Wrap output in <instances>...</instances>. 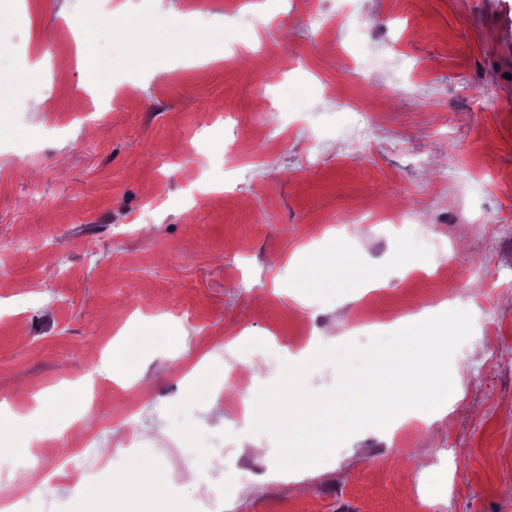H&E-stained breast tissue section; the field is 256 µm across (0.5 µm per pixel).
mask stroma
Returning a JSON list of instances; mask_svg holds the SVG:
<instances>
[{
    "instance_id": "1",
    "label": "stroma",
    "mask_w": 512,
    "mask_h": 512,
    "mask_svg": "<svg viewBox=\"0 0 512 512\" xmlns=\"http://www.w3.org/2000/svg\"><path fill=\"white\" fill-rule=\"evenodd\" d=\"M196 0H0L17 64L44 77L0 100V411L33 414L39 443L0 452V496L50 474L47 512H512V0H208L196 36L225 27L209 63L188 44L133 57L139 22ZM327 24L313 29L311 12ZM97 36L112 80L58 64L72 21ZM152 59V60H153ZM44 99L40 127L24 101ZM340 247L356 275L296 273ZM435 260L410 268L400 250ZM471 313L464 397L450 419L365 428L301 484L238 493L256 456L240 409L283 364L212 395L229 344L283 352L352 322L395 323L440 303ZM159 336L70 397L102 355L144 326ZM167 497L122 500L100 466L128 428ZM230 445L196 476L200 435ZM98 494L77 497L95 471Z\"/></svg>"
}]
</instances>
